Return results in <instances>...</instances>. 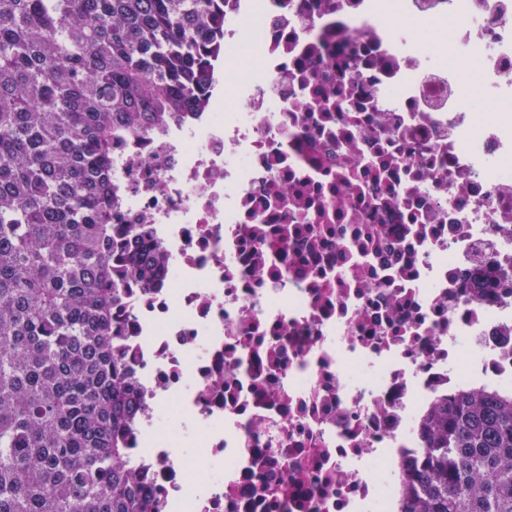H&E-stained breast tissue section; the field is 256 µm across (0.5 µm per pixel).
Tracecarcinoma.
<instances>
[{"label":"carcinoma","instance_id":"carcinoma-1","mask_svg":"<svg viewBox=\"0 0 512 512\" xmlns=\"http://www.w3.org/2000/svg\"><path fill=\"white\" fill-rule=\"evenodd\" d=\"M224 0H0V512H152L112 307L151 283L112 223V141L201 112ZM402 512H512V394L419 424Z\"/></svg>","mask_w":512,"mask_h":512}]
</instances>
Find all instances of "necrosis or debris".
Instances as JSON below:
<instances>
[{
    "mask_svg": "<svg viewBox=\"0 0 512 512\" xmlns=\"http://www.w3.org/2000/svg\"><path fill=\"white\" fill-rule=\"evenodd\" d=\"M112 221L164 263L112 311L159 512H399L434 400L512 391V0H224Z\"/></svg>",
    "mask_w": 512,
    "mask_h": 512,
    "instance_id": "necrosis-or-debris-1",
    "label": "necrosis or debris"
}]
</instances>
